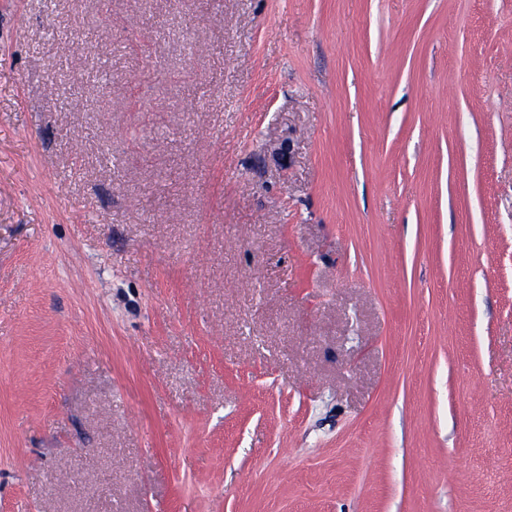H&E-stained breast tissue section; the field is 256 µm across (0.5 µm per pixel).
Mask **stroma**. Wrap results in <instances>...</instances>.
<instances>
[{"label":"stroma","mask_w":512,"mask_h":512,"mask_svg":"<svg viewBox=\"0 0 512 512\" xmlns=\"http://www.w3.org/2000/svg\"><path fill=\"white\" fill-rule=\"evenodd\" d=\"M0 512H512V0H0Z\"/></svg>","instance_id":"stroma-1"}]
</instances>
